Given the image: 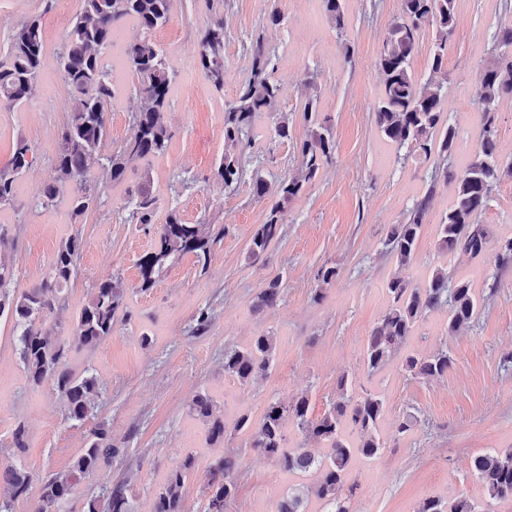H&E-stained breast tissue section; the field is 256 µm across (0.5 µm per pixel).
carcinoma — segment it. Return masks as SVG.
I'll return each instance as SVG.
<instances>
[{
	"mask_svg": "<svg viewBox=\"0 0 512 512\" xmlns=\"http://www.w3.org/2000/svg\"><path fill=\"white\" fill-rule=\"evenodd\" d=\"M325 16L340 32L345 27V0H320ZM456 0H401V14L394 20L382 45L378 67L381 87L374 119L382 138L399 148L404 146L426 156L436 155L432 178H441L453 187V197L438 225V249L450 255L464 252L473 258L485 255L489 235L477 217L486 208L493 187L504 178L512 179V157L499 154L493 130L499 101L512 95V26L494 35L490 57L479 76L475 105L484 119L483 136L463 168H453L451 157L459 132L446 116L447 87L431 77H416L412 59L420 30L433 29L430 71L444 68L448 39L456 24ZM172 0H80L65 41L56 53V63L67 90V118L58 134V152L48 183L31 200L36 209L48 210L66 200L74 217L101 204L109 185L123 181L129 170L144 165L137 185L128 190L126 201L130 220L151 224L158 209L154 177L149 161L167 154L172 139L165 112L171 105L174 73L166 55L154 40L156 30L171 17ZM135 24L138 38L124 43L121 28ZM198 56L204 76L221 90L224 87V15L217 13L201 31ZM46 45L38 17L13 28L5 59L0 60V102L15 108L37 96L38 77L44 66ZM269 52L260 39L252 44L249 75L237 97L224 106V151L216 174L224 187L232 188L244 178L249 166L256 119L271 111L284 86L271 79ZM122 68L133 78L139 101L132 114V134L111 153L104 154L108 138L114 74ZM302 118L309 133L298 148L299 164L287 176L268 180L261 171L252 174L253 194L272 201L269 216L253 234L248 260L264 259L270 243L279 238V214L297 199L333 160L335 137L331 119L320 112L314 79L302 82ZM274 137H290L286 113L272 115ZM35 161L30 144L19 139L11 160L0 166V213L16 205L17 188ZM102 171L96 179L94 172ZM428 198L418 201L407 223L393 224L384 239L386 253L397 272L386 282L387 307L369 331L363 350L367 376L382 371L413 335L416 324L429 313L448 307L447 330L455 333L473 323L488 297L479 295L472 284L453 280L448 268L436 267L421 286H415L406 272L414 264ZM217 243L213 225L202 220L185 223L175 209L168 210L159 225L150 250L140 258L141 287L151 288L173 262L187 253L207 260ZM82 240L72 233L61 241L48 276L21 295L9 291L13 271L0 259V318L13 323L15 346L27 381L40 388L48 385L65 403L67 418L83 422L89 418L99 396L96 377L74 375L67 365L70 348H95L112 336L119 314L126 309L127 288L120 279L92 286L79 316L69 327L68 341L57 337L54 314L63 293L77 275ZM281 300V281H270L256 295L254 310H272ZM276 337L262 333L245 347L224 350V373L248 383L267 374L274 360ZM452 364L448 351L425 356H408L403 370L414 377H442ZM190 412L208 430L211 445L224 443V408L207 392L196 393ZM385 413L382 395L366 386H356L348 376L339 377L336 400L317 418L311 416L308 398L293 402H268L261 420L253 425L243 415L237 428L251 432L249 447L290 474L312 477L310 483L288 485L276 512H309L315 500L322 512H351L356 487L348 483L352 467L361 459L372 460L386 448L379 423ZM313 438L321 452L312 454L301 445H288L286 425ZM123 454L106 424L93 427L82 453L64 474L41 480L39 500L53 504L64 501L76 483L89 477L104 481L90 496L83 512H134L124 485H112V461ZM238 462L224 454L207 471L204 483L209 490L205 512H224L236 490ZM194 460L186 458L168 473L157 493L153 512H188L186 482ZM472 469L495 502H512V448L474 457ZM32 477L21 466H0V512H13L16 500L28 495ZM415 512H476L465 498L448 501L428 497Z\"/></svg>",
	"mask_w": 512,
	"mask_h": 512,
	"instance_id": "obj_1",
	"label": "carcinoma"
}]
</instances>
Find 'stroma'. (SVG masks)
<instances>
[{
	"label": "stroma",
	"mask_w": 512,
	"mask_h": 512,
	"mask_svg": "<svg viewBox=\"0 0 512 512\" xmlns=\"http://www.w3.org/2000/svg\"><path fill=\"white\" fill-rule=\"evenodd\" d=\"M504 0H456V28L448 42L445 66L450 120L457 126L464 157L478 144L482 117L475 106L479 71L501 25L512 23ZM79 9V0H0V52L14 27L40 17L48 59L36 98L0 112V165L25 139L37 162L22 181L16 207L0 215L9 226L5 258L14 277L10 290L22 293L40 283L63 239L80 233L79 273L71 282L62 325H70L93 284L121 278L128 290V322L93 349L71 351L75 374L93 373L101 393L88 421L68 420L62 400L48 387H32L17 354L12 323L0 320V463L14 459V434L24 428L22 462L36 478L69 470L81 454L93 424H107L123 457L112 463V482H123L137 512H151L168 472L185 456L195 457L187 506L202 512L206 492L201 476L225 450L240 455L237 489L226 512H274L289 476L250 448L235 428L245 412L259 418L272 399L307 394L312 416L336 398L341 375L373 381L387 406L381 431L387 441L376 460L359 464L349 479L357 483L355 512H414L430 496H462L490 512H512L510 503H489L472 474L474 457L512 447V263L501 266L495 251L480 259L459 253L447 257L437 248V226L448 208L451 189L431 177L434 162L398 149L380 136L374 105L380 89L377 61L400 0H346L345 28L336 31L319 0H174L171 18L155 34L175 73L166 118L173 137L168 153L154 160L159 198L156 224L177 209L190 224L214 225L220 236L207 262L182 256L141 290L139 260L153 244V226L127 223V188L111 187L105 203L71 223L65 205L35 211L29 203L52 176L58 132L67 116L68 98L54 55ZM224 13V88L216 90L198 65L197 38L214 11ZM279 12L282 25L268 18ZM263 39L270 52L269 72L284 85L275 111L293 124L291 141L273 139L268 115L255 122L252 164L267 178L288 175L299 163L295 144L307 128L302 120L301 84L314 77L320 110L335 131V155L303 194L286 206L283 235L267 258L249 263L253 233L264 224L270 202L256 198L250 180L225 188L216 175L224 150V104L236 97L249 68L252 42ZM112 102L108 148L131 135L138 100L131 80L118 74ZM428 199L418 254L411 271L421 283L437 266L470 278L476 289L494 294L479 319L449 335L448 314L438 309L419 321L407 353L422 355L446 348L452 365L440 378H415L392 364L374 378L363 367L365 339L386 305L384 285L395 265L383 245L389 225L407 220L415 203ZM490 241L512 235V179L493 191L479 217ZM337 269L335 281L320 287L322 266ZM282 282L274 310L255 314L252 301L273 279ZM325 298L315 301L316 288ZM212 321L194 333L201 310ZM277 338L276 367L250 384L224 372L225 348L242 345L260 332ZM150 345H143L142 334ZM199 391L227 403L223 444L208 445L204 426L187 404ZM413 425L398 433L405 419Z\"/></svg>",
	"instance_id": "1"
}]
</instances>
